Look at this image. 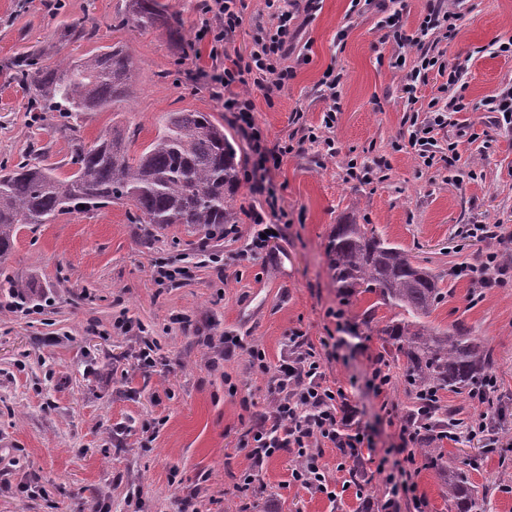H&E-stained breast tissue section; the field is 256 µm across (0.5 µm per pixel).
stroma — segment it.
I'll return each mask as SVG.
<instances>
[{
	"instance_id": "1",
	"label": "stroma",
	"mask_w": 512,
	"mask_h": 512,
	"mask_svg": "<svg viewBox=\"0 0 512 512\" xmlns=\"http://www.w3.org/2000/svg\"><path fill=\"white\" fill-rule=\"evenodd\" d=\"M162 2L177 14L179 35L124 26L126 0H0V61L34 52L52 65L126 47L134 56L129 96L119 108L76 117L86 143L116 127L135 156L154 140L165 113L207 112L231 134L242 167H250L232 114L201 74L211 61L208 47L194 41L197 0ZM455 7L463 18L452 42L431 37L402 49L383 41L377 8L352 18L350 0H323L303 25V58L287 59L295 78L270 100L252 90L266 145L275 150L321 126L328 103L319 81L326 68L343 76L340 110L327 131L336 155L304 143L271 175L288 222L267 254L243 256L248 212L264 202L246 183L233 238L205 239L183 224H139L133 207L122 203L20 225L6 266L32 298L16 307L0 290V512H97L101 503L111 512H132L127 497L135 491L144 512H179V494L194 491L204 512H238L245 501L253 512H380L381 477L371 490L360 489L349 475L353 461H342L335 448L324 449L322 458L331 468L345 465L335 499L288 485L295 458L286 450L264 464L261 487H239L252 465L246 434L274 399L268 375L250 366L251 348L264 349L273 367L288 356L289 336L303 335L320 355L328 384L342 387L359 409L377 452L398 445L399 428L408 422L414 402L403 386L392 384L382 399L367 388L369 366L385 345L366 328L363 314L374 308L384 323L394 310L373 293L339 295L329 275L328 235L333 225L351 220L373 226L439 277L444 298L429 316L432 325L464 324L493 349L499 417L492 439H446L442 446L449 464L469 462L470 482L487 493L485 512H512V278L483 288L449 274L489 249L512 255L511 241L464 237L470 224L512 226V131L490 125L479 108L512 84V56L488 50L512 37V0H460ZM74 22L86 25L89 38H64ZM440 51L467 66L462 93L472 107L458 113L457 126L440 131L436 145L444 155L449 139L460 138L457 166L467 173L460 180L444 163L425 166L409 144L429 101L446 102L460 92L443 89L433 75L419 85L416 102H408L402 91L407 71L394 66L401 53L411 62ZM25 96L0 71V165L36 150L59 174L71 173L69 136L57 130L52 114L37 120L26 112ZM352 161L369 167L371 180L350 174ZM159 265L184 274L158 285L153 270ZM338 309L343 332L332 316ZM122 315L156 339V367H138L133 342L114 327ZM336 332L342 343L327 346ZM226 333L242 339L227 360L206 344ZM230 381L236 394L227 391ZM156 420L161 426L154 432ZM174 473L182 480L177 490L169 483ZM415 482L424 509L404 499L399 512H450L437 471L420 469ZM20 483L44 493L18 492Z\"/></svg>"
}]
</instances>
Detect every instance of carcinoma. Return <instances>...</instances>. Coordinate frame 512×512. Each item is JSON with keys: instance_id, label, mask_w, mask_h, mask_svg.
<instances>
[{"instance_id": "cac0c4a2", "label": "carcinoma", "mask_w": 512, "mask_h": 512, "mask_svg": "<svg viewBox=\"0 0 512 512\" xmlns=\"http://www.w3.org/2000/svg\"><path fill=\"white\" fill-rule=\"evenodd\" d=\"M177 23L158 0H128L122 24L139 30L170 28ZM133 57L112 47L83 59L43 65L33 53L11 58L5 68L27 90L28 112H53L61 131H74L79 112H100L125 101ZM75 170L61 177L37 157L8 169L0 166V288L24 300L23 286L3 264L9 258L20 224H51L63 214H82L106 204H130L140 224L164 228L187 224L206 236L236 224L240 188L237 151L224 125L205 112H170L155 140L137 157L128 155L117 131L91 146L73 139ZM328 270L340 294L362 288L378 294L381 304L398 308L381 328L375 309L364 324L386 337L390 351L404 359L402 382L417 402L411 413L420 441L419 456L443 478L454 512H485V497L464 470L451 468L443 449L432 445L433 420L439 411L434 393L448 390L473 396L485 385L495 363L493 349L463 325L441 331L423 318L442 299L437 278L411 260L401 247L381 238L374 228L354 222L332 227L326 245Z\"/></svg>"}]
</instances>
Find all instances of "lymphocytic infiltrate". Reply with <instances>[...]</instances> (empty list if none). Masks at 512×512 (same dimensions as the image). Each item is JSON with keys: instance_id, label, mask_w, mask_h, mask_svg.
Masks as SVG:
<instances>
[{"instance_id": "lymphocytic-infiltrate-1", "label": "lymphocytic infiltrate", "mask_w": 512, "mask_h": 512, "mask_svg": "<svg viewBox=\"0 0 512 512\" xmlns=\"http://www.w3.org/2000/svg\"><path fill=\"white\" fill-rule=\"evenodd\" d=\"M320 0H267L269 18H256L257 34L248 53L230 52L229 46L237 28L243 22L242 0H200L198 11L202 16L195 32V40L209 48L211 71L208 75L215 98L225 111L231 112L236 125L244 134L254 157L245 172L247 181L256 191L264 192L265 205L254 208L250 217L256 227L247 244V254H262L269 245L268 237L277 227L270 219L282 212L273 189L264 188L266 177L279 169L285 155L294 150L293 144L269 150L265 135L255 117L254 101L248 93L249 86L262 88L266 95H273L284 88L295 76L285 61L293 48L300 15H313ZM462 19L461 12L432 8L421 18L415 30H407L401 13L386 17L383 27L387 38L398 47L418 44L429 32L442 31L445 39H453ZM444 76L450 86L463 82L464 69L429 54L419 55L403 86L406 95H414L416 85L427 82L430 72ZM464 96L452 97L445 105L437 101L428 104L426 121L411 131L409 143L424 165H433L431 150L438 131L448 126L452 114L467 110ZM293 354L281 360L276 368H269L264 350L251 349V363L261 373L270 374V387L278 394L271 413L252 431L250 455L252 468L245 472L244 485L259 481L262 466L281 450H292L296 464L290 472L291 485L327 497H335L337 478L322 461L325 447L351 449L353 457H360L363 449L373 446L358 411L351 407L342 389L327 384L322 363L313 350L307 349L300 337H291ZM402 444L399 458L381 457L376 474L382 475L388 498L386 512H396L401 499H415L414 477L418 472L415 453L411 447L415 436L409 427L399 431Z\"/></svg>"}]
</instances>
